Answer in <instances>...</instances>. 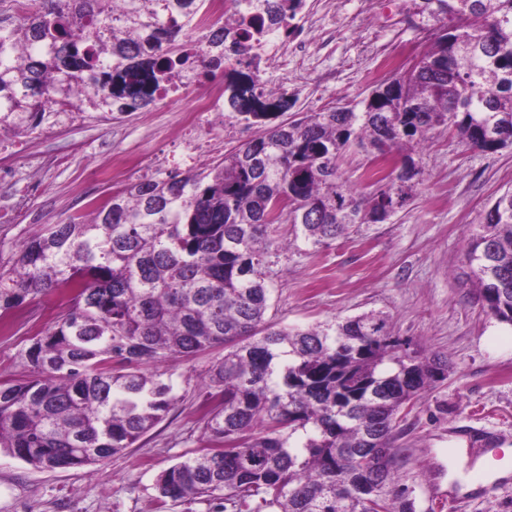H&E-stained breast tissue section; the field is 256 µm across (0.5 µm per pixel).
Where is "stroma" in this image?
<instances>
[{"mask_svg":"<svg viewBox=\"0 0 512 512\" xmlns=\"http://www.w3.org/2000/svg\"><path fill=\"white\" fill-rule=\"evenodd\" d=\"M405 0H338L336 34L313 32L318 61L299 64L283 117L361 100L375 85L378 58L387 52L412 65L427 33L405 20ZM184 94L149 109L115 115L111 124L62 125L26 138L0 155V167L19 178L35 175L38 189L12 224H0V249L11 252L38 225L86 215V201L108 199L146 175L201 170L245 143L241 124L227 117L210 127L212 146L197 159L178 156L177 137L187 115ZM425 170L406 210L381 224H366L328 247L297 243L275 258L268 320L307 327L375 310L389 314L394 335L445 355L448 375L404 411L396 442L418 512H512V475L489 495L460 494L448 483L449 449L480 459L485 447L512 448V326L498 323L479 299L466 251L492 201L512 188V147L494 152L466 148L437 130L421 155ZM115 164L112 179L98 168ZM55 297L17 312L11 335L0 337V382L26 378L22 353L30 338L51 327ZM212 357H173V409L134 447L81 467L41 470L0 455V512H156L158 474L202 446V400L196 384Z\"/></svg>","mask_w":512,"mask_h":512,"instance_id":"stroma-1","label":"stroma"}]
</instances>
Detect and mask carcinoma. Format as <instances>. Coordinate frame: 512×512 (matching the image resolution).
<instances>
[{
    "instance_id": "obj_1",
    "label": "carcinoma",
    "mask_w": 512,
    "mask_h": 512,
    "mask_svg": "<svg viewBox=\"0 0 512 512\" xmlns=\"http://www.w3.org/2000/svg\"><path fill=\"white\" fill-rule=\"evenodd\" d=\"M432 33L414 64L355 103L279 120L239 82L230 108L261 133L209 172L167 173L112 194L86 217L43 224L0 265V318L63 299L31 338V378L0 383V453L36 468L92 465L131 447L171 410L157 366L216 348L202 389L204 446L163 470L166 501L222 512H417L400 474L404 409L447 364L391 334L370 311L278 328L271 257L294 239L327 247L390 220L423 181L418 149L439 128L469 149L512 145V0H409ZM304 0H256L270 20ZM205 0H30L0 16V126L46 123L78 95L105 118L149 108L200 67L224 69V27L205 58L184 50ZM396 156L353 192L338 160L352 146ZM467 261L486 312L512 326V190L485 211Z\"/></svg>"
}]
</instances>
